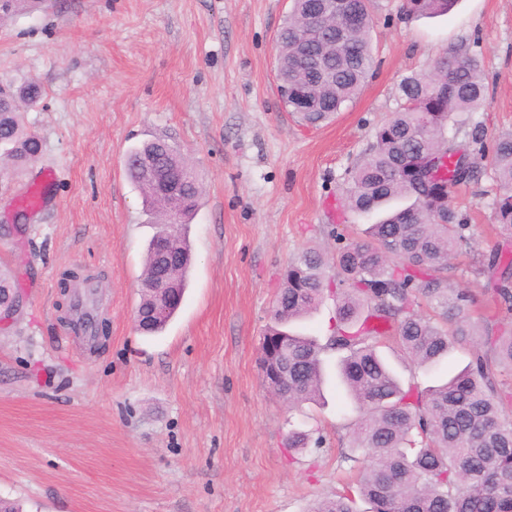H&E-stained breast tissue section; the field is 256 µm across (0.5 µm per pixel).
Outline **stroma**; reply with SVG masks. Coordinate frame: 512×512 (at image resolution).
Listing matches in <instances>:
<instances>
[{
	"label": "stroma",
	"instance_id": "35a3bbf8",
	"mask_svg": "<svg viewBox=\"0 0 512 512\" xmlns=\"http://www.w3.org/2000/svg\"><path fill=\"white\" fill-rule=\"evenodd\" d=\"M290 0H50L0 22V78L33 79L25 110L43 142L24 170L0 168V270L26 300L0 331V498L24 512H309L347 493L355 406L324 357L322 398L289 409L263 386L258 359L288 261L320 253L335 278L336 226L361 237L370 217L342 213L346 172L401 110L400 83L453 44L479 58L489 95L476 112L485 144L512 129V0H458L408 17L373 0L376 71L317 127L284 107L276 41ZM155 137L179 145L203 193L187 229L193 264L182 304L156 334L137 330L146 248L156 231L127 179L128 151ZM51 199L18 217L46 173ZM496 186L453 200L487 252ZM96 287L98 348L68 329L61 275ZM385 355L421 388L467 362ZM322 442L286 448L289 428Z\"/></svg>",
	"mask_w": 512,
	"mask_h": 512
}]
</instances>
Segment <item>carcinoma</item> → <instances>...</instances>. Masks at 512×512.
Masks as SVG:
<instances>
[{"label":"carcinoma","mask_w":512,"mask_h":512,"mask_svg":"<svg viewBox=\"0 0 512 512\" xmlns=\"http://www.w3.org/2000/svg\"><path fill=\"white\" fill-rule=\"evenodd\" d=\"M46 0H0V20L32 12ZM454 0H407L416 15L448 11ZM372 0H291L278 35L279 95L305 125L318 126L359 93L373 71L370 47ZM336 9L349 30L336 29V46L324 51L327 34L305 44L296 18ZM401 111L382 123L365 156L350 171L344 205L370 215L397 207L368 225L365 237L339 248L336 283H326L323 259L306 251L290 260L266 333L260 362H288L278 389L292 408L321 396L322 355L336 354L338 376L358 410L353 448L366 459L356 477L369 512H512V130L500 133L487 167L479 124L456 119L477 111L487 97L481 64L462 41L428 69L404 78ZM39 84L0 80V162L14 168L35 161L40 137L27 131L22 106L37 105ZM151 154L163 168L185 175L179 195L164 202L171 216L150 241L137 312L140 329L162 330L177 306H162L149 289L166 237L176 256L172 294L181 296L191 265L185 226L195 211L200 185L182 153L157 140L128 153L126 171L147 205L156 207L154 185L133 169ZM487 173L504 241L486 254L476 248L471 225L453 203V189ZM471 276L485 280L494 306H478L460 287ZM336 294L335 326L325 342L288 330V324ZM471 344L465 367L442 386L422 390L397 377L383 360V345L399 350L416 367L443 359L454 343ZM321 443L308 431H288V447ZM350 495L327 497L311 512H357Z\"/></svg>","instance_id":"carcinoma-1"}]
</instances>
